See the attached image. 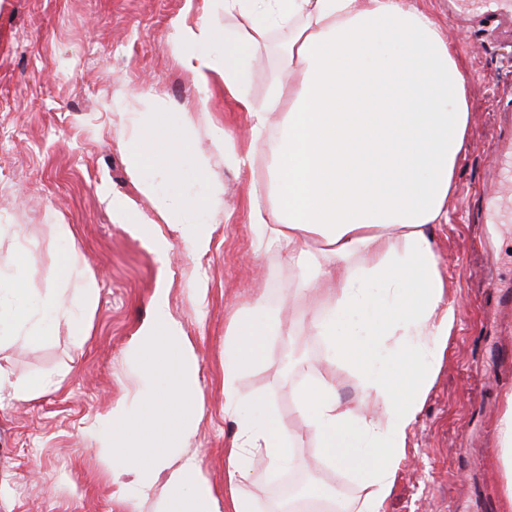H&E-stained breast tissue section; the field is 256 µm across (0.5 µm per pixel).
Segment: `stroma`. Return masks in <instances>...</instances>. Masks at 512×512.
<instances>
[{
    "label": "stroma",
    "instance_id": "35a3bbf8",
    "mask_svg": "<svg viewBox=\"0 0 512 512\" xmlns=\"http://www.w3.org/2000/svg\"><path fill=\"white\" fill-rule=\"evenodd\" d=\"M444 16V36L470 95V142L457 167V195L440 253L458 322L410 439L386 512H502L500 480L485 460L495 443L502 395L512 388V308L485 295L483 272L512 275V223L494 249L483 245L481 213L470 191L493 176L494 115L512 109V43L466 21H448L446 0H421ZM202 0H0V250L19 248L21 265L4 278L44 293L42 277L67 246L83 256L98 288L88 334L74 342L67 326L32 346L0 338V369L45 375L59 390L31 400L0 401V512H154L153 499L123 500L96 448L99 419L131 397V341L165 293L200 364L202 410L183 451L202 457L216 498H223L224 329L252 289L286 284L287 266L256 256L246 223L245 179L215 167L233 207L229 221L205 225L208 251L190 257L182 227L157 221L147 233L113 223L103 192L150 211L131 184L119 133L128 123L115 106L124 91L180 101L196 91L168 43L170 23L195 22ZM213 125L245 135L247 115L213 80L206 103ZM70 225V244L48 227ZM23 239H15L13 228ZM201 299H193V286ZM276 342L266 363L242 378V392L265 395L294 420L302 373L288 368ZM481 467H473L474 457Z\"/></svg>",
    "mask_w": 512,
    "mask_h": 512
}]
</instances>
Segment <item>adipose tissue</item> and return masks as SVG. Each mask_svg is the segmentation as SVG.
Returning a JSON list of instances; mask_svg holds the SVG:
<instances>
[{
    "mask_svg": "<svg viewBox=\"0 0 512 512\" xmlns=\"http://www.w3.org/2000/svg\"><path fill=\"white\" fill-rule=\"evenodd\" d=\"M236 19L221 26L219 16ZM278 43L280 77L263 97L248 92L263 48ZM171 48L200 96L149 103L120 141L138 192L171 224L186 227L190 255L208 250L201 224L225 211L214 165L246 171L247 222L255 253L288 264L289 285L242 302L224 331V418L234 433L224 451L228 501L217 508L199 455L178 451L199 412L198 358L157 297L131 348L137 381L101 423L98 455L129 500L156 493V512H346L321 474H353L355 512H385L410 435L444 362L457 323L436 234L449 222L455 171L468 141V84L443 34V21L416 0H203L195 24L171 23ZM249 121L247 146L213 128L196 148L204 96L213 79ZM181 113L178 125L166 119ZM60 295L31 297L0 281V327L40 344L59 325L85 335L98 289L76 250L45 269ZM326 349L305 363L295 389L298 428L262 396L241 394V378L268 359L269 345L296 332ZM356 376L345 398L337 370ZM316 455L299 507L252 493L256 473ZM495 457L503 509L512 512V389L503 395Z\"/></svg>",
    "mask_w": 512,
    "mask_h": 512,
    "instance_id": "adipose-tissue-1",
    "label": "adipose tissue"
}]
</instances>
